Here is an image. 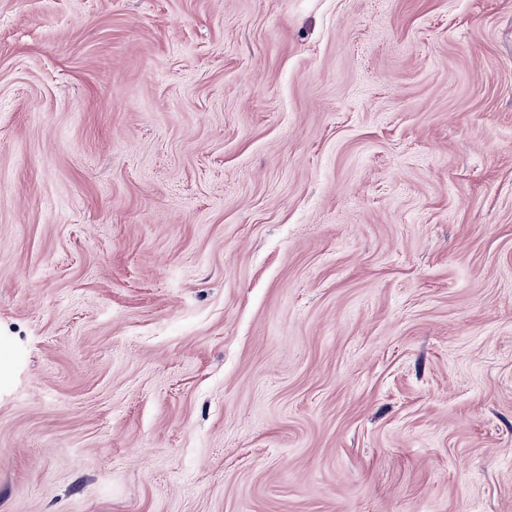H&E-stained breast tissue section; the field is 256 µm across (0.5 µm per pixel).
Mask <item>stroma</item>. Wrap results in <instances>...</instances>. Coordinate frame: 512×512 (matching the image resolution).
I'll use <instances>...</instances> for the list:
<instances>
[{
    "label": "stroma",
    "mask_w": 512,
    "mask_h": 512,
    "mask_svg": "<svg viewBox=\"0 0 512 512\" xmlns=\"http://www.w3.org/2000/svg\"><path fill=\"white\" fill-rule=\"evenodd\" d=\"M0 512H512V0H0Z\"/></svg>",
    "instance_id": "obj_1"
}]
</instances>
